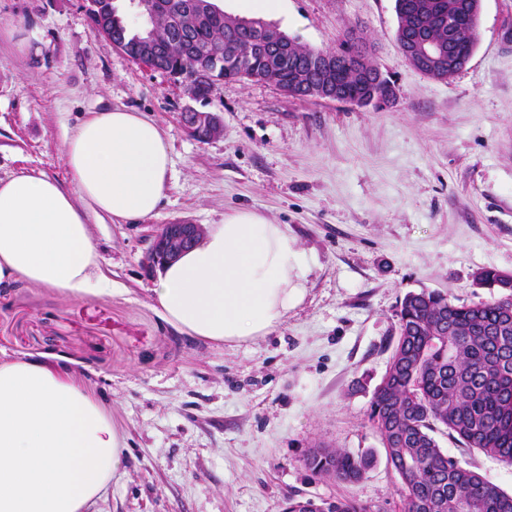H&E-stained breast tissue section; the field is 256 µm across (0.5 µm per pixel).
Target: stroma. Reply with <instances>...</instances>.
<instances>
[{
  "mask_svg": "<svg viewBox=\"0 0 512 512\" xmlns=\"http://www.w3.org/2000/svg\"><path fill=\"white\" fill-rule=\"evenodd\" d=\"M89 0H0V177H70L64 142L88 112H142L170 145L169 190L135 224L90 217L107 295L76 299L19 281L0 289V349L59 358L92 383L125 432L119 471L90 512H284L289 497H353L404 512L367 410L392 352L404 296L488 298L486 268L512 273V0H482L473 55L453 79L415 69L396 38L395 0H282L267 23L315 49L366 36L398 101L377 110L286 96L256 79L192 101L168 75L96 32ZM218 113L201 142L181 114ZM254 210L287 225L305 256L303 301L270 335L215 344L154 306L152 234ZM374 464L356 483L313 475L316 444ZM439 443L502 489L512 466Z\"/></svg>",
  "mask_w": 512,
  "mask_h": 512,
  "instance_id": "stroma-1",
  "label": "stroma"
}]
</instances>
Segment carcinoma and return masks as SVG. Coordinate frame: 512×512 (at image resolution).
<instances>
[{"label":"carcinoma","instance_id":"1","mask_svg":"<svg viewBox=\"0 0 512 512\" xmlns=\"http://www.w3.org/2000/svg\"><path fill=\"white\" fill-rule=\"evenodd\" d=\"M437 2L395 0L398 27L448 43V25L433 22ZM194 3L176 0L178 9L157 21L159 35H179L181 9ZM356 53L358 47L346 41L336 49L295 40L286 49L272 48L252 27L226 30L224 11L213 9L189 34V52L171 55L167 69L201 70L205 80L195 97L203 101L220 80L268 78L286 84L305 73L315 81L319 62L339 55L344 96L362 99L370 91L355 72ZM478 276L491 286L488 299L460 304L424 290L404 297L389 367L370 404L369 420L398 475L397 493L408 512H512V493L448 456L435 438L443 427L464 447L512 465V288L501 287L500 271L482 270ZM304 461L314 474L355 482L372 457L318 446L308 449ZM319 503L320 512H367L353 499Z\"/></svg>","mask_w":512,"mask_h":512}]
</instances>
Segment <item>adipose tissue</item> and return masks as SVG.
<instances>
[{
    "label": "adipose tissue",
    "mask_w": 512,
    "mask_h": 512,
    "mask_svg": "<svg viewBox=\"0 0 512 512\" xmlns=\"http://www.w3.org/2000/svg\"><path fill=\"white\" fill-rule=\"evenodd\" d=\"M64 154L71 190L43 174L0 178V288L110 292L89 216L134 223L169 190V144L144 113H87ZM302 264L287 225L237 211L161 271L153 299L183 333L241 343L275 331L303 301ZM124 451L121 426L86 378L0 350V512H85Z\"/></svg>",
    "instance_id": "adipose-tissue-1"
}]
</instances>
